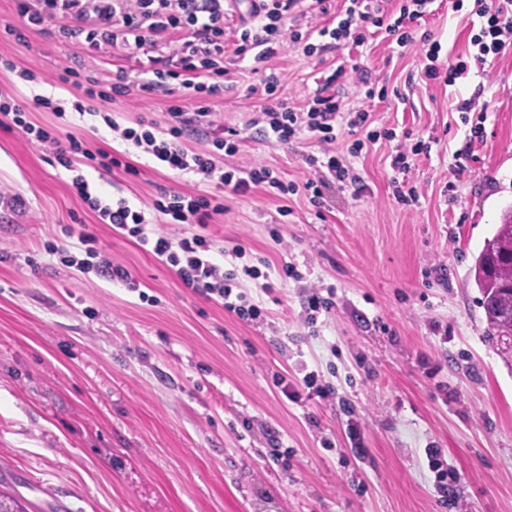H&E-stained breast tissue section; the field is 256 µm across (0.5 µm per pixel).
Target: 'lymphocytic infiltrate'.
Wrapping results in <instances>:
<instances>
[{"instance_id":"1","label":"lymphocytic infiltrate","mask_w":512,"mask_h":512,"mask_svg":"<svg viewBox=\"0 0 512 512\" xmlns=\"http://www.w3.org/2000/svg\"><path fill=\"white\" fill-rule=\"evenodd\" d=\"M334 27H322L319 37L333 44L362 46L369 29H376L399 47L414 41L413 31L428 14L433 0H345ZM302 0H252V22L234 33L224 27V0H16L21 26H9L16 40H24L28 30L51 22L54 35L63 42H77L94 53L122 49L134 59V70L117 68L105 81L78 87L71 107H64L54 96H35L42 110L65 118L67 110L89 115L108 128L116 139L147 156L156 167L194 179L193 192L169 191L152 203L151 210L167 216L169 223L181 225L177 234H169L150 223L141 207L126 199L106 200L82 171L86 162L104 159L107 166L133 172L124 156L102 150L92 152L75 135L59 139L46 129L29 123L26 105L14 96L0 95V125L20 130L35 146L50 153L57 166L70 174L75 194L97 217L122 236L138 245L150 247L153 255L173 269L181 287L222 301L225 309L238 318L257 322L263 310L239 289L241 277L256 281L262 271L254 265L225 268L223 250L215 248L205 230L215 215L224 211V193L243 195L255 187L273 189L279 198L306 191L312 201H319L326 186L352 188L361 193V180L340 155L331 150L341 130L353 137L347 154L357 155L367 144L391 138V131L371 128L370 112L345 109L335 85L338 80L354 77L366 99L376 96L377 81L364 67L337 66L302 110L288 107L277 95V75L261 76L247 88L249 96L259 99L260 110L253 125L285 144L302 134H310L322 145L321 155H308L305 162L315 172L304 185L285 182L268 166L235 165L231 158L238 152L236 138L225 135L211 101L223 95L224 78L231 65L245 58L262 64L278 55L284 38L302 45L304 54L315 51L308 35L299 30L285 32L286 20L301 15ZM479 23L470 38L477 49L478 61L500 54L512 43V0H475ZM134 92L161 93L176 97L167 126L139 119L134 125L120 124L114 113L92 107L95 99L112 100ZM192 102V111H184L183 102ZM196 135L210 142L206 152H197L187 144ZM77 240L74 249L48 244L50 255L85 273H95L128 288L136 282L123 266L113 264L102 252L93 234L70 228Z\"/></svg>"}]
</instances>
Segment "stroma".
<instances>
[{
	"mask_svg": "<svg viewBox=\"0 0 512 512\" xmlns=\"http://www.w3.org/2000/svg\"><path fill=\"white\" fill-rule=\"evenodd\" d=\"M452 2L435 0L419 28L447 62L467 49L473 21L474 0L459 10ZM18 22L14 0H0V59L9 62L0 93L30 103L31 122L52 133L127 154L137 174L84 170L106 198L138 205L191 190L189 176L155 168L91 118L62 120L32 104L38 94L68 98L64 68L81 83L101 81L126 65L124 52L91 53L48 29L19 41L5 31ZM355 64L384 82L386 99L367 101L343 80L338 95L347 108H368L372 129L396 134L348 156L364 191L335 186L317 204L302 193L283 203L261 187L228 194L207 229L215 246L241 243L245 264L266 262L272 290L247 279L242 289L273 333L182 288L152 254L98 223L47 153L0 126V185L28 206H0V490L29 512H512V369L487 338L470 276L512 207V46L451 86L424 78L419 48L401 53L381 40L310 56L288 42L267 67L302 108L337 66ZM251 66H232L213 108L239 131L241 157L304 183L305 158L319 146L305 135L280 144L251 127ZM22 69L38 81L20 80ZM171 105L158 93L119 96L110 108L128 125H163ZM477 120L480 139L468 127ZM406 130L430 151L409 156L398 174L391 162ZM396 176L417 188L415 205L393 198ZM74 224L96 235L138 290L46 252L70 246ZM286 263L297 274L284 280ZM318 290L334 305L311 325L306 301ZM303 365L330 387L328 398L282 395L277 378H296ZM349 408L367 457L350 449ZM432 447L455 473L447 504L427 465Z\"/></svg>",
	"mask_w": 512,
	"mask_h": 512,
	"instance_id": "obj_1",
	"label": "stroma"
}]
</instances>
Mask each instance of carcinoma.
Segmentation results:
<instances>
[{"mask_svg": "<svg viewBox=\"0 0 512 512\" xmlns=\"http://www.w3.org/2000/svg\"><path fill=\"white\" fill-rule=\"evenodd\" d=\"M471 274L481 294L489 340L504 358H512V345L504 342L512 336V209L485 239Z\"/></svg>", "mask_w": 512, "mask_h": 512, "instance_id": "1", "label": "carcinoma"}]
</instances>
